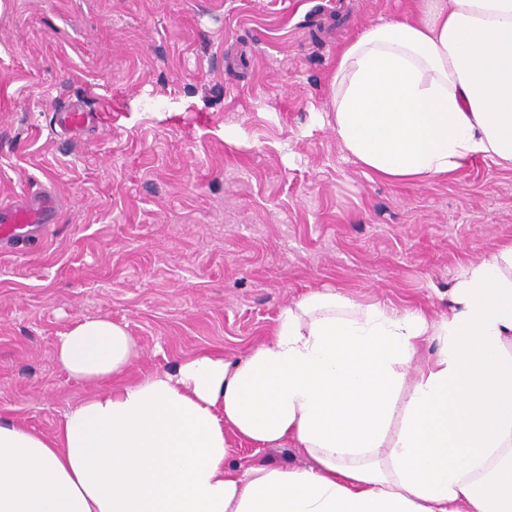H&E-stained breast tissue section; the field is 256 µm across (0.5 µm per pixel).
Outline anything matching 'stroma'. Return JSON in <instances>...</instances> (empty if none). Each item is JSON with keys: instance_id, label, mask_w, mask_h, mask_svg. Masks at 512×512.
I'll use <instances>...</instances> for the list:
<instances>
[{"instance_id": "35a3bbf8", "label": "stroma", "mask_w": 512, "mask_h": 512, "mask_svg": "<svg viewBox=\"0 0 512 512\" xmlns=\"http://www.w3.org/2000/svg\"><path fill=\"white\" fill-rule=\"evenodd\" d=\"M409 3L0 0V202L58 199L0 250L1 419L51 435L91 394L50 353L85 317L126 325L138 378L245 354L314 289L447 312L461 267L512 242V167L392 184L324 121L340 47ZM76 99L102 122L55 136Z\"/></svg>"}]
</instances>
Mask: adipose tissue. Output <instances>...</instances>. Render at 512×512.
Listing matches in <instances>:
<instances>
[{"mask_svg":"<svg viewBox=\"0 0 512 512\" xmlns=\"http://www.w3.org/2000/svg\"><path fill=\"white\" fill-rule=\"evenodd\" d=\"M331 88L328 126L379 179L511 165L512 0H413L345 43ZM448 301L431 316L312 290L245 355L135 380L125 325L79 320L52 356L93 392L50 436L0 419V512H512V243ZM235 439L311 463L232 462Z\"/></svg>","mask_w":512,"mask_h":512,"instance_id":"obj_1","label":"adipose tissue"}]
</instances>
